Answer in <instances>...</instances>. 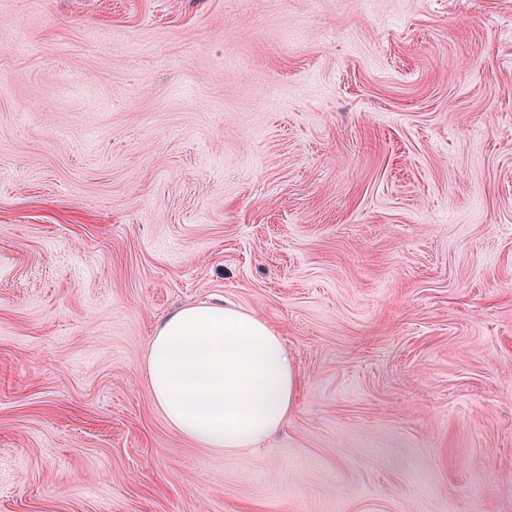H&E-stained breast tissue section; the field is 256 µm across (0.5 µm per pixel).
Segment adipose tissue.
<instances>
[{"mask_svg":"<svg viewBox=\"0 0 512 512\" xmlns=\"http://www.w3.org/2000/svg\"><path fill=\"white\" fill-rule=\"evenodd\" d=\"M150 395L167 425L203 448L256 447L296 407L299 378L279 335L254 314L199 303L157 324L149 339Z\"/></svg>","mask_w":512,"mask_h":512,"instance_id":"ef3b65f1","label":"adipose tissue"}]
</instances>
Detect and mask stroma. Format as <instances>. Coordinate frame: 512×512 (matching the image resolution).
I'll return each instance as SVG.
<instances>
[{
    "label": "stroma",
    "mask_w": 512,
    "mask_h": 512,
    "mask_svg": "<svg viewBox=\"0 0 512 512\" xmlns=\"http://www.w3.org/2000/svg\"><path fill=\"white\" fill-rule=\"evenodd\" d=\"M207 301L300 382L237 453ZM0 512H512V0H0ZM150 395L167 425L201 448H255L296 407L299 378L279 335L254 314L199 303L164 317L149 339Z\"/></svg>",
    "instance_id": "obj_1"
}]
</instances>
